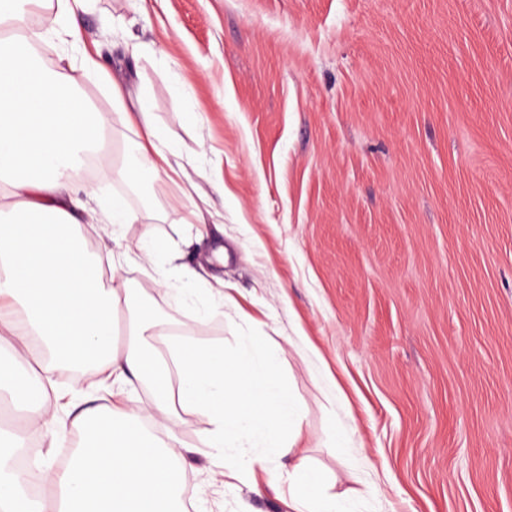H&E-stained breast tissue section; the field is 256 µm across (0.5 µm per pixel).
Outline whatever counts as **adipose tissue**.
<instances>
[{
  "instance_id": "obj_1",
  "label": "adipose tissue",
  "mask_w": 512,
  "mask_h": 512,
  "mask_svg": "<svg viewBox=\"0 0 512 512\" xmlns=\"http://www.w3.org/2000/svg\"><path fill=\"white\" fill-rule=\"evenodd\" d=\"M46 0H0V183L9 203L0 212V335L13 337L17 354L40 338L47 364L34 376L49 382L52 366H93L116 380L148 382L154 414L206 412L217 430L209 445L240 448L279 442L295 432L301 411L260 361L225 356L222 350L184 343L173 361L152 356L141 338L157 324L152 309L137 311L136 341L113 344L115 315L128 302L119 274L104 278V260L85 249V235L99 229L118 238L132 218L121 197L101 215L87 217L88 184H74L87 157L109 161L101 146L106 126L71 76H53L21 57L25 17ZM112 99L122 118L139 128L138 174L158 171L161 132L144 101L126 104L121 86ZM75 423L85 442L68 467L48 477L51 500L29 498L9 463L20 435L0 431V512H184L176 492L184 483L177 466L180 440L167 443L144 430L142 415L121 416L84 408ZM298 512H344L324 491L320 472L296 465L288 475Z\"/></svg>"
}]
</instances>
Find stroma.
Masks as SVG:
<instances>
[{
    "label": "stroma",
    "mask_w": 512,
    "mask_h": 512,
    "mask_svg": "<svg viewBox=\"0 0 512 512\" xmlns=\"http://www.w3.org/2000/svg\"><path fill=\"white\" fill-rule=\"evenodd\" d=\"M58 11L35 35L54 69L78 56ZM80 27L112 149L92 208L127 188L138 140L112 83L148 99L182 167L127 205L118 344L148 303L158 355L259 356L303 414L250 471L208 447L205 412L152 418L181 441L193 512H295L301 460L347 512H512V0H91ZM148 239L171 257L143 262ZM52 380L56 415L27 430L41 473L73 405L149 400L105 372Z\"/></svg>",
    "instance_id": "1"
}]
</instances>
